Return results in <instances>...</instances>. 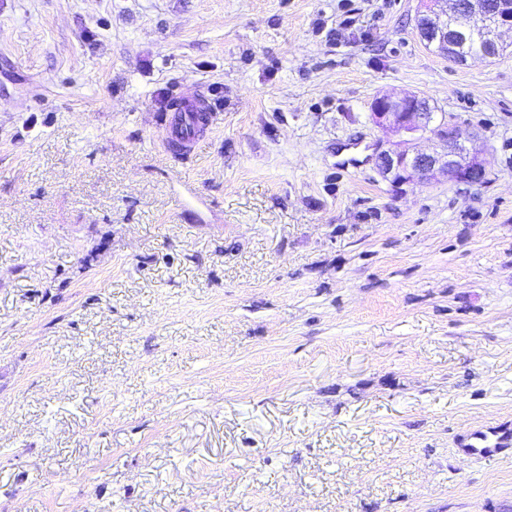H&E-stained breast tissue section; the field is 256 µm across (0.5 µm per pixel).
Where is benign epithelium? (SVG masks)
I'll return each mask as SVG.
<instances>
[{"label": "benign epithelium", "instance_id": "obj_1", "mask_svg": "<svg viewBox=\"0 0 512 512\" xmlns=\"http://www.w3.org/2000/svg\"><path fill=\"white\" fill-rule=\"evenodd\" d=\"M467 2L463 8L458 0H423L420 39L426 44L448 45V25L452 19L458 32L473 34L487 47L503 46V33L512 30V0H500L493 13L487 11L484 0ZM371 118L399 137L388 147L382 141L375 147L376 169L392 187L399 189L413 180L431 183L445 179L468 185L485 180L488 159L476 145L478 135L472 134L471 145H466L455 125L437 119L426 97L417 93L381 94L372 102ZM425 137L436 139L439 149L431 153L419 150L417 142Z\"/></svg>", "mask_w": 512, "mask_h": 512}]
</instances>
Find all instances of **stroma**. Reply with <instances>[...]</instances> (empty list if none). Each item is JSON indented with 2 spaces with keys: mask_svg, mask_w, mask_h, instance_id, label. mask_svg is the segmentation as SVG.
Masks as SVG:
<instances>
[{
  "mask_svg": "<svg viewBox=\"0 0 512 512\" xmlns=\"http://www.w3.org/2000/svg\"><path fill=\"white\" fill-rule=\"evenodd\" d=\"M419 6L0 0V512H512V45ZM383 93L486 180L393 190ZM174 102H179L181 109L166 112L159 122L162 129L163 145L166 150L178 145L182 154L189 158L194 154L195 128L203 122L206 114L205 100L202 97H189L180 88L175 89Z\"/></svg>",
  "mask_w": 512,
  "mask_h": 512,
  "instance_id": "stroma-1",
  "label": "stroma"
}]
</instances>
